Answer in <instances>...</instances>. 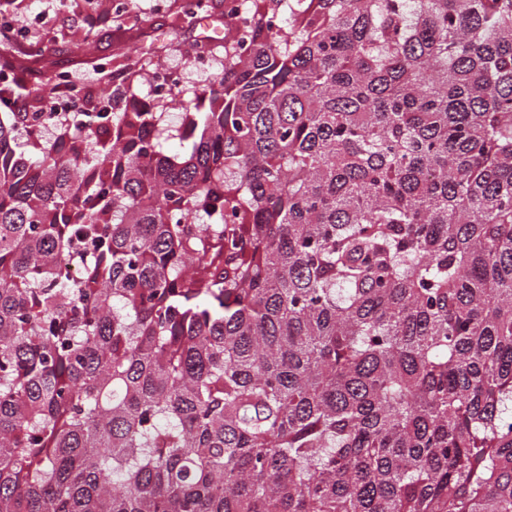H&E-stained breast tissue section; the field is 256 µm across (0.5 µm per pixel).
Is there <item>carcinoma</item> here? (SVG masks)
I'll return each instance as SVG.
<instances>
[{"mask_svg":"<svg viewBox=\"0 0 512 512\" xmlns=\"http://www.w3.org/2000/svg\"><path fill=\"white\" fill-rule=\"evenodd\" d=\"M226 17L0 112V512H512V0ZM80 105L76 96L65 95L58 92L46 93L42 102L40 112H72ZM166 129L170 131V134H174L175 137L166 141L164 151L168 155H173L186 150L190 144V140L182 139L180 134L185 131V117L182 110H166Z\"/></svg>","mask_w":512,"mask_h":512,"instance_id":"carcinoma-1","label":"carcinoma"}]
</instances>
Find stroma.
I'll list each match as a JSON object with an SVG mask.
<instances>
[{
  "mask_svg": "<svg viewBox=\"0 0 512 512\" xmlns=\"http://www.w3.org/2000/svg\"><path fill=\"white\" fill-rule=\"evenodd\" d=\"M24 5L25 14L40 15L42 28L63 33L62 39L49 43L45 50L48 68L26 73L22 79L23 101L28 105L47 91L50 74H77L85 61H107L130 55L142 45L138 37L142 30L161 35L164 49L158 63L180 71L182 89L201 88L205 79L188 66L187 54L202 37L220 39L224 36V0H212V17L175 35L170 32L172 15L177 9L175 0H169L163 8L158 7L156 0H138L135 11L125 15H116L107 10L90 15L78 0H67L63 7L52 11L47 10L46 0H25Z\"/></svg>",
  "mask_w": 512,
  "mask_h": 512,
  "instance_id": "stroma-1",
  "label": "stroma"
}]
</instances>
